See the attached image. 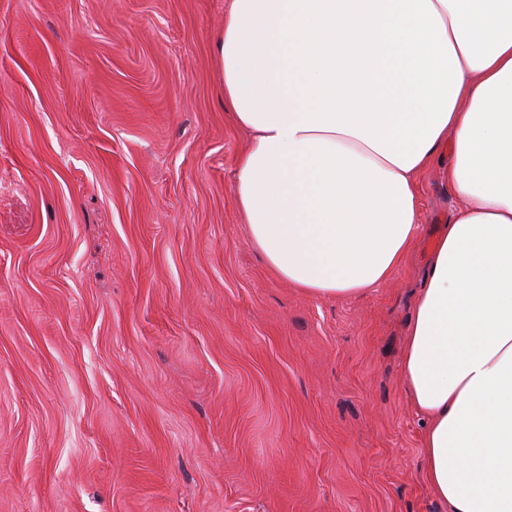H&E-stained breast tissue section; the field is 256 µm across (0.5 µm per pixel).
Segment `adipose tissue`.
Segmentation results:
<instances>
[{
	"mask_svg": "<svg viewBox=\"0 0 512 512\" xmlns=\"http://www.w3.org/2000/svg\"><path fill=\"white\" fill-rule=\"evenodd\" d=\"M224 105L255 247L322 299L389 280L415 246L418 174L443 146L459 199L401 369L450 512H512V0H230Z\"/></svg>",
	"mask_w": 512,
	"mask_h": 512,
	"instance_id": "obj_1",
	"label": "adipose tissue"
}]
</instances>
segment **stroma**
<instances>
[{
  "instance_id": "obj_1",
  "label": "stroma",
  "mask_w": 512,
  "mask_h": 512,
  "mask_svg": "<svg viewBox=\"0 0 512 512\" xmlns=\"http://www.w3.org/2000/svg\"><path fill=\"white\" fill-rule=\"evenodd\" d=\"M227 0H0V512H446L401 352L458 198L319 299L235 200Z\"/></svg>"
}]
</instances>
